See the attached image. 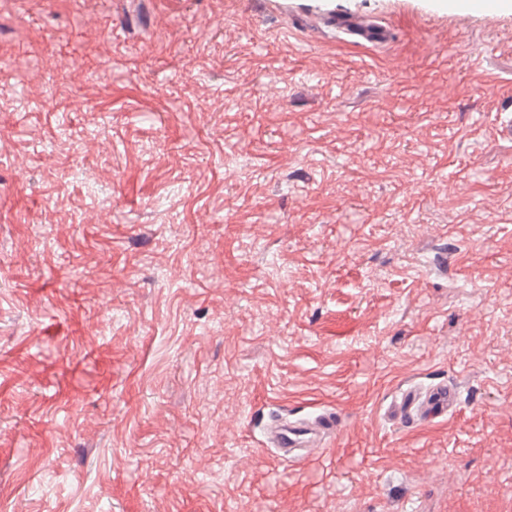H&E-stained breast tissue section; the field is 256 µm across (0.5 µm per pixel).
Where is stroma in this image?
Masks as SVG:
<instances>
[{
	"label": "stroma",
	"instance_id": "obj_1",
	"mask_svg": "<svg viewBox=\"0 0 512 512\" xmlns=\"http://www.w3.org/2000/svg\"><path fill=\"white\" fill-rule=\"evenodd\" d=\"M317 2L0 0V512H512V7ZM467 2L464 9L454 14L456 24L460 28L466 27L473 16L494 18L500 12V0H468ZM317 15H311L313 25L318 29L338 31L359 43L383 46L391 40L390 29L365 15L337 11L327 6H318ZM456 388L441 381L425 390L413 387L404 390L388 407L389 420L397 425L411 426L453 414L458 409ZM339 424L336 414L328 411L296 420L275 417L266 425V443L289 462H323L325 447L335 437Z\"/></svg>",
	"mask_w": 512,
	"mask_h": 512
}]
</instances>
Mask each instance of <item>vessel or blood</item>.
Listing matches in <instances>:
<instances>
[{
    "instance_id": "b4317fda",
    "label": "vessel or blood",
    "mask_w": 512,
    "mask_h": 512,
    "mask_svg": "<svg viewBox=\"0 0 512 512\" xmlns=\"http://www.w3.org/2000/svg\"><path fill=\"white\" fill-rule=\"evenodd\" d=\"M500 0H468L464 9L455 14L458 27H466L472 17H497ZM313 25L318 29L338 31L359 43L373 46L387 44L390 29L365 15L343 12L326 6L315 9ZM459 396L455 387L441 381L418 390L407 388L388 407L389 420L397 425L411 426L455 413ZM339 420L335 413L323 411L313 417L289 420L271 419L265 428L266 443L282 458L296 464L323 461L325 448L335 437Z\"/></svg>"
}]
</instances>
